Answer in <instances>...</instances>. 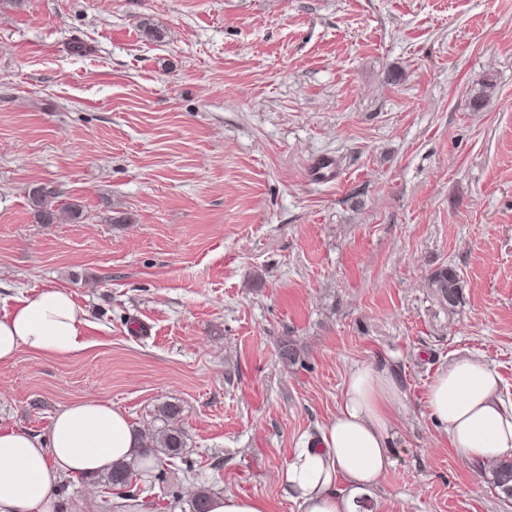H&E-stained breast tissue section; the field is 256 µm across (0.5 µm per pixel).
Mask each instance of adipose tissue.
<instances>
[{"instance_id":"ef3b65f1","label":"adipose tissue","mask_w":512,"mask_h":512,"mask_svg":"<svg viewBox=\"0 0 512 512\" xmlns=\"http://www.w3.org/2000/svg\"><path fill=\"white\" fill-rule=\"evenodd\" d=\"M83 310L68 290L47 286L0 311V364L19 350L67 357L87 346ZM488 362L455 358L429 384L426 407L462 458L484 466L512 457V404L499 395ZM404 392L375 362L349 372L320 445L296 449L278 473L302 512H356V500L393 466L390 430ZM142 441L128 415L108 400L83 398L52 419L47 437L0 425V512H56L63 478L111 470L137 457Z\"/></svg>"}]
</instances>
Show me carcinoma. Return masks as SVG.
Masks as SVG:
<instances>
[{
    "instance_id": "carcinoma-1",
    "label": "carcinoma",
    "mask_w": 512,
    "mask_h": 512,
    "mask_svg": "<svg viewBox=\"0 0 512 512\" xmlns=\"http://www.w3.org/2000/svg\"><path fill=\"white\" fill-rule=\"evenodd\" d=\"M59 194L46 186H35L29 189L27 198L34 217L40 224H55L61 221L79 223L84 218L80 205L76 203H57ZM428 287L433 291L436 299L448 310H453L462 293L461 280L454 269L441 266L435 269L428 278ZM159 420L163 425L147 437L146 458L153 461V465L145 466L138 460L119 462L112 466V470L101 476L98 482L108 490L114 488H132L136 484L140 473L155 472L156 480L162 479V470L156 461L157 454L166 456L179 455L185 447V433L179 427L170 425L181 412L180 407L171 402L162 404L159 409ZM494 485L508 496H512V459L497 462L493 468ZM212 496L211 489L203 487L192 498L189 512H209V501Z\"/></svg>"
}]
</instances>
